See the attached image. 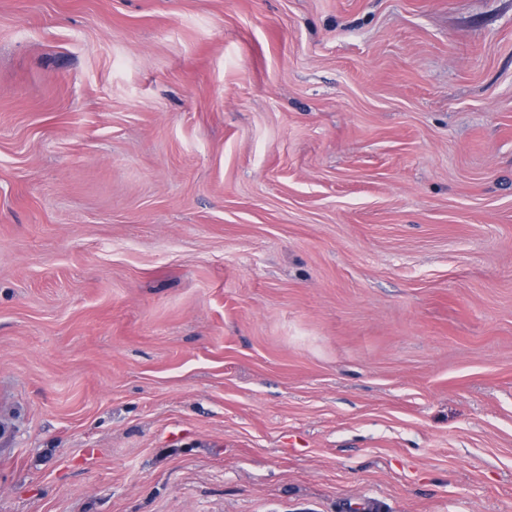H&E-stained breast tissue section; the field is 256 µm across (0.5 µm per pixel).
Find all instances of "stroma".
<instances>
[{"instance_id":"stroma-1","label":"stroma","mask_w":512,"mask_h":512,"mask_svg":"<svg viewBox=\"0 0 512 512\" xmlns=\"http://www.w3.org/2000/svg\"><path fill=\"white\" fill-rule=\"evenodd\" d=\"M0 512H512V0H0Z\"/></svg>"}]
</instances>
